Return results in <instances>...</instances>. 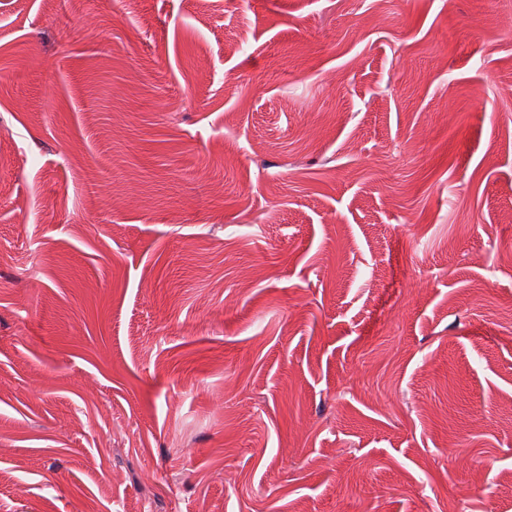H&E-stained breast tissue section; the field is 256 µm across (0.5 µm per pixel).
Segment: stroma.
Instances as JSON below:
<instances>
[{
  "mask_svg": "<svg viewBox=\"0 0 512 512\" xmlns=\"http://www.w3.org/2000/svg\"><path fill=\"white\" fill-rule=\"evenodd\" d=\"M511 212L512 0H0V512H512Z\"/></svg>",
  "mask_w": 512,
  "mask_h": 512,
  "instance_id": "35a3bbf8",
  "label": "stroma"
}]
</instances>
